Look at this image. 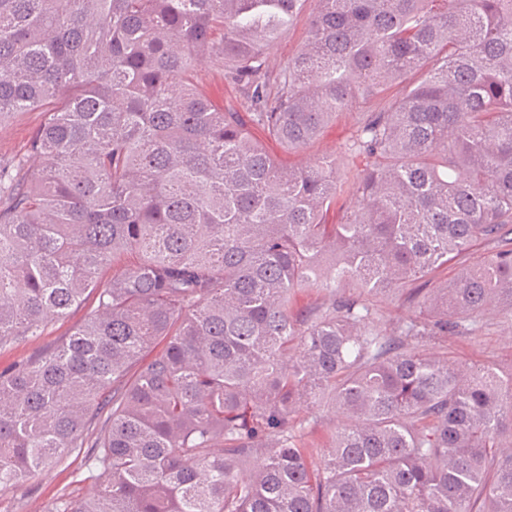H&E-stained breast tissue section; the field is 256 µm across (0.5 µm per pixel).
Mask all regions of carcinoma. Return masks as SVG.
Returning a JSON list of instances; mask_svg holds the SVG:
<instances>
[{
	"label": "carcinoma",
	"mask_w": 512,
	"mask_h": 512,
	"mask_svg": "<svg viewBox=\"0 0 512 512\" xmlns=\"http://www.w3.org/2000/svg\"><path fill=\"white\" fill-rule=\"evenodd\" d=\"M306 2L0 0V121L45 115L36 176L0 164V349L96 304L0 373V487L85 448L97 482L48 512H512V369L418 348L512 319V0H316L273 76ZM210 55L246 111L194 81ZM394 84L352 180L252 133L303 149ZM398 292L387 330L369 296ZM321 404L355 424L317 465ZM315 8L314 0H309L306 3L303 14L297 18L270 51L268 60L270 69L273 70V75L285 64L288 57L294 56L304 48L307 39L306 20Z\"/></svg>",
	"instance_id": "cac0c4a2"
}]
</instances>
